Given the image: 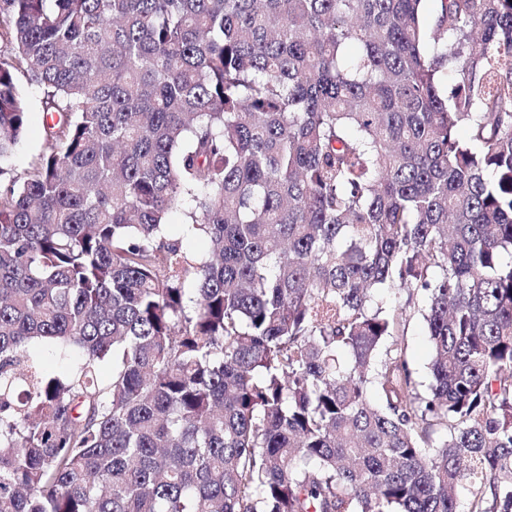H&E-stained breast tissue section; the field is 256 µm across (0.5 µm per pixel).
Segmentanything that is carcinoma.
Here are the masks:
<instances>
[{"mask_svg":"<svg viewBox=\"0 0 512 512\" xmlns=\"http://www.w3.org/2000/svg\"><path fill=\"white\" fill-rule=\"evenodd\" d=\"M4 2L0 512H512V0ZM17 82L26 101L29 123L25 135L4 165L22 171L29 168L44 149L43 104L39 91L28 84L21 73L17 75ZM405 359L418 384V388L425 392L430 383L429 364L432 359V348L427 336V329L421 315L416 311L405 328Z\"/></svg>","mask_w":512,"mask_h":512,"instance_id":"carcinoma-1","label":"carcinoma"}]
</instances>
